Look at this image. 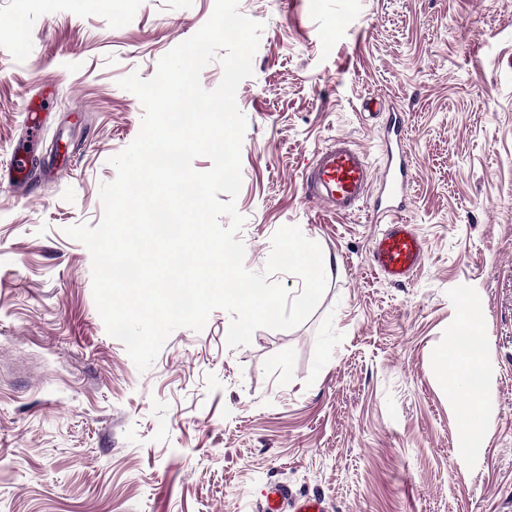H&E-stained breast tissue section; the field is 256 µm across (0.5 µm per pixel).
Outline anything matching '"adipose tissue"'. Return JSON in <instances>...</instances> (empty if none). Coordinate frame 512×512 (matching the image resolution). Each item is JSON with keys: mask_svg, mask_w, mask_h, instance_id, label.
<instances>
[{"mask_svg": "<svg viewBox=\"0 0 512 512\" xmlns=\"http://www.w3.org/2000/svg\"><path fill=\"white\" fill-rule=\"evenodd\" d=\"M483 347L478 327L471 310H463L459 336L445 356L444 383L450 395L457 399L466 416H476L481 411V391L472 379L480 370Z\"/></svg>", "mask_w": 512, "mask_h": 512, "instance_id": "obj_1", "label": "adipose tissue"}]
</instances>
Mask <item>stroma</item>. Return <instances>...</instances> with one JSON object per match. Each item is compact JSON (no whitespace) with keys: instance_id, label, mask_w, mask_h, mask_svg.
I'll list each match as a JSON object with an SVG mask.
<instances>
[{"instance_id":"1","label":"stroma","mask_w":512,"mask_h":512,"mask_svg":"<svg viewBox=\"0 0 512 512\" xmlns=\"http://www.w3.org/2000/svg\"><path fill=\"white\" fill-rule=\"evenodd\" d=\"M214 0H0V512H258L267 485L327 512H512V0H239L263 25L236 101L245 266L299 226L330 264L315 311L227 344L231 315L175 330L139 371L97 311L91 255L112 156L143 106L120 79ZM378 95L383 111L366 113ZM43 120L31 130L28 109ZM412 151L407 283L371 265L366 213L306 202L313 154L350 138L380 163L390 111ZM480 320L483 433L469 446L440 358Z\"/></svg>"}]
</instances>
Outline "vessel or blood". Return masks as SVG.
<instances>
[{"instance_id": "b4317fda", "label": "vessel or blood", "mask_w": 512, "mask_h": 512, "mask_svg": "<svg viewBox=\"0 0 512 512\" xmlns=\"http://www.w3.org/2000/svg\"><path fill=\"white\" fill-rule=\"evenodd\" d=\"M401 134L400 121L387 126L382 141L386 162L381 173H374L361 149L339 138L315 152L302 180L306 201L321 204L337 216L366 210L384 222L386 229L373 243L371 262L392 284L410 281L424 257L418 232L400 218L409 199V170Z\"/></svg>"}]
</instances>
